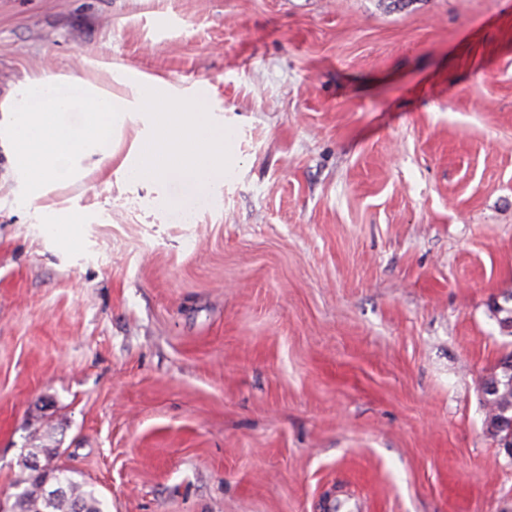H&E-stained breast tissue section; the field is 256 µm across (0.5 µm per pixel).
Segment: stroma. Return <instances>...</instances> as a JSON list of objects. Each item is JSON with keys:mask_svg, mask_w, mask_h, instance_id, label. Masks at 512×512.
Masks as SVG:
<instances>
[{"mask_svg": "<svg viewBox=\"0 0 512 512\" xmlns=\"http://www.w3.org/2000/svg\"><path fill=\"white\" fill-rule=\"evenodd\" d=\"M103 52L235 133L187 224L94 173L65 247L0 186V495L106 512H512V0H0V91ZM501 360L499 361V367H504L505 369L511 372L512 358L510 359V357H507V355H505ZM494 375L497 376L500 382L501 392L503 394L501 395L499 400L491 404L490 410H488L486 420L490 425L495 423V419L498 415V413H495V411L500 412L506 406H512V372L506 374L500 370L499 373L495 372ZM505 394H507V397L505 396ZM28 464L40 473L54 467L53 461L46 464L39 459L30 460ZM31 472L32 475L25 482L29 485L16 494L13 512H105L95 489L69 476L68 470L61 466L57 465L55 469L50 470L51 473L63 474L66 480V491L60 495H54L44 488V476L33 470Z\"/></svg>", "mask_w": 512, "mask_h": 512, "instance_id": "1", "label": "stroma"}]
</instances>
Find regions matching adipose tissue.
<instances>
[{
    "label": "adipose tissue",
    "mask_w": 512,
    "mask_h": 512,
    "mask_svg": "<svg viewBox=\"0 0 512 512\" xmlns=\"http://www.w3.org/2000/svg\"><path fill=\"white\" fill-rule=\"evenodd\" d=\"M80 68L77 74L25 75L0 97V154L7 161L0 177L13 183L21 208L71 244L85 210L43 201L92 173L111 169L126 182L162 188L158 204L170 213H191L214 194L233 136L208 107L209 83L180 92L103 53L82 57ZM90 71L106 73L109 86L87 79ZM129 128L137 137L117 154L115 142Z\"/></svg>",
    "instance_id": "obj_1"
}]
</instances>
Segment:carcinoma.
Returning a JSON list of instances; mask_svg holds the SVG:
<instances>
[{
    "mask_svg": "<svg viewBox=\"0 0 512 512\" xmlns=\"http://www.w3.org/2000/svg\"><path fill=\"white\" fill-rule=\"evenodd\" d=\"M503 396L491 404L487 421L495 423L497 413L507 406H512V372L497 373ZM53 472L64 475L66 491L60 495L44 488V476L34 473L26 479V486L16 494L12 512H104L102 501L94 488L87 483L77 481L67 475V470L58 466Z\"/></svg>",
    "mask_w": 512,
    "mask_h": 512,
    "instance_id": "obj_1",
    "label": "carcinoma"
}]
</instances>
